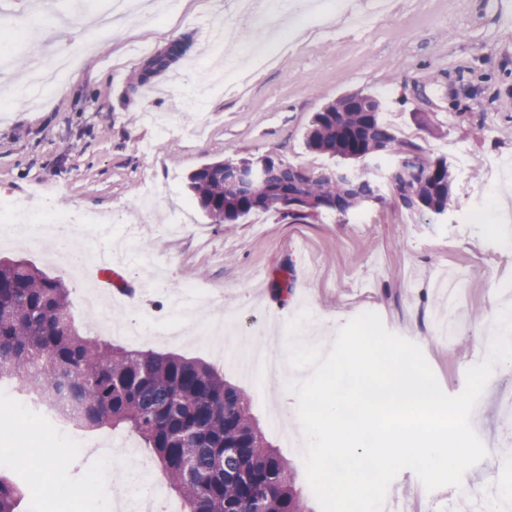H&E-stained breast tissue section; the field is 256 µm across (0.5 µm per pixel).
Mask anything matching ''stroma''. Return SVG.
Instances as JSON below:
<instances>
[{
  "instance_id": "1",
  "label": "stroma",
  "mask_w": 512,
  "mask_h": 512,
  "mask_svg": "<svg viewBox=\"0 0 512 512\" xmlns=\"http://www.w3.org/2000/svg\"><path fill=\"white\" fill-rule=\"evenodd\" d=\"M0 0V51L11 57L8 77L0 78V201L13 202L48 192L57 210L111 216L115 234L136 225L150 251L135 250L122 271L136 300H115L112 318L124 321L147 309L156 318L177 319V295L190 297L201 324L215 313L234 321L238 344H250L256 331L280 345L286 322L313 310L316 322L304 339L322 343L349 320L377 313L385 327L420 346L442 390L459 394L466 371L482 361L493 334L491 322L512 304V212L493 207L481 224L470 211L492 203L503 184L486 166L488 158L512 160V0H345L371 24L355 23L342 12L283 20L269 60L247 56L259 34L253 16L237 12L235 0H178L141 24L101 29L94 45L74 55L73 68L57 87L36 102L16 99L7 90L26 75L28 40L40 36L45 52H63L87 28L89 12L105 13L110 0ZM51 38H43V29ZM232 40L239 70L223 87L193 107L183 73L208 83L219 31ZM191 36L192 49L175 67L154 80V90L129 93L142 63L174 40ZM378 97L396 135L420 145L430 158L444 157L453 183L448 212L441 218L404 207L393 195L347 215L331 212L294 219L282 211H255L238 224L210 223L187 189L188 175L203 164L269 155L317 174L334 160L309 151L305 132L311 118L349 93ZM154 112L171 120L169 132L144 121ZM162 187L154 213L141 203L144 183ZM178 219V233L165 226ZM25 259L60 277L69 290L78 324L92 335L125 347L175 352L200 358L223 371L244 392L250 414L267 439L294 466L297 485L312 512L319 504L307 482L302 452L289 446L299 434L298 417H271L279 410V386L256 390L213 345L191 336H145L133 341L112 336L96 311L84 302L85 286L67 263L49 264L34 252L8 242L0 225V259ZM466 273L456 313L457 331L442 338L433 328L442 298L432 282L438 269ZM512 397V365L498 367L471 415V424L488 450L462 484L497 497L512 495V483L497 470L507 447L503 423ZM15 407L0 406V470L26 479L21 512H109L110 495L123 491L127 467L119 456L126 446L139 450L154 488L148 499H131L128 512L171 502L175 492L152 454L123 430L50 432L31 424L16 427ZM85 452H71L77 441ZM111 446L115 460L110 492L74 498L84 475L97 470V446ZM389 496L408 499L412 512H470L474 498L456 487L427 491L417 475L401 471Z\"/></svg>"
}]
</instances>
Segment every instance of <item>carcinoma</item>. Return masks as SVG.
<instances>
[{
  "instance_id": "1",
  "label": "carcinoma",
  "mask_w": 512,
  "mask_h": 512,
  "mask_svg": "<svg viewBox=\"0 0 512 512\" xmlns=\"http://www.w3.org/2000/svg\"><path fill=\"white\" fill-rule=\"evenodd\" d=\"M311 152L366 162L387 152L396 176L421 186L417 210L448 209L452 175L400 139L382 119L381 102L356 92L316 113L305 134ZM268 189L228 182L231 160L206 163L189 188L213 224H234L256 210L278 209L270 191H294L346 215L381 201V185L338 167L330 177L266 157ZM65 283L22 260H0V382L46 402L63 401L76 426L125 427L154 450L183 512H308L291 463L251 417L244 393L210 364L177 354L127 349L90 336L76 323ZM25 488L0 471V512H17Z\"/></svg>"
}]
</instances>
